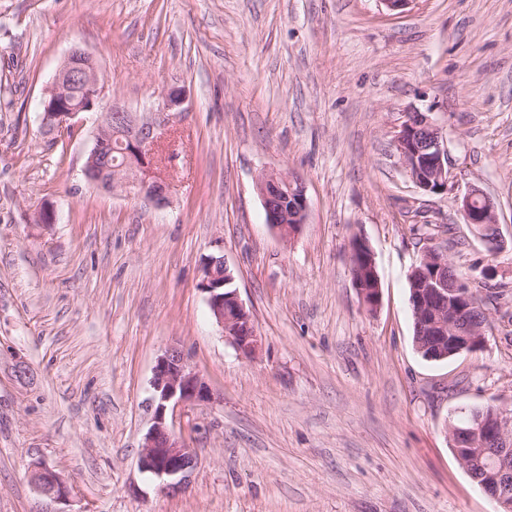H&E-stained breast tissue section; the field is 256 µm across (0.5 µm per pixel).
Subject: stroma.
<instances>
[{"instance_id":"obj_1","label":"stroma","mask_w":512,"mask_h":512,"mask_svg":"<svg viewBox=\"0 0 512 512\" xmlns=\"http://www.w3.org/2000/svg\"><path fill=\"white\" fill-rule=\"evenodd\" d=\"M76 46L102 104L143 114L181 91L165 206L87 184L95 114L64 145L40 133ZM413 111L442 127L456 185L494 200L497 254L454 194L409 176L394 141ZM264 170L305 187L294 239L266 222ZM357 237L380 277L373 312ZM431 246L488 312L484 347L444 361L413 341L408 276ZM213 255L253 355L209 313ZM172 346L214 397L174 417L197 456L176 493L138 466ZM489 404L512 410V0H0V512H495L448 434ZM38 462L68 503L32 483ZM360 244H362V247ZM350 260L353 268H358L360 265L364 266L361 278L352 276L363 305L372 311L377 308L380 300V281L373 253L364 241L359 240L357 246L352 247ZM233 281L224 258L212 256L203 268L199 287L206 293L210 314L223 335L229 337L239 351L252 355L258 347V336L250 314L236 288L224 291V286Z\"/></svg>"}]
</instances>
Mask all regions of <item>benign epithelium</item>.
Here are the masks:
<instances>
[{
    "mask_svg": "<svg viewBox=\"0 0 512 512\" xmlns=\"http://www.w3.org/2000/svg\"><path fill=\"white\" fill-rule=\"evenodd\" d=\"M83 93L79 103L70 100L72 89ZM101 87L98 65L93 57L75 48L59 68L39 104V124L52 132L74 127L80 115L99 107ZM182 103L181 92L170 90L163 106L151 116H139L120 106H106L99 116L97 132L84 177L99 187L143 198L156 205L169 201L170 183L155 172V149L171 134L173 110ZM122 155L121 164L114 166L112 148ZM396 149L413 182L426 193H447L455 190L451 177L448 147L441 127L428 112H410L396 137ZM262 198L267 224L285 241L295 237L307 223L308 201L300 180L282 173L261 172L256 181ZM458 211L464 223L488 244L499 249L495 205L484 192L471 187L457 196ZM364 266L361 277H353L363 305L370 311L380 300V281L373 253L367 244L352 248L351 267ZM421 277L413 280L417 293L415 314L420 326L438 340L448 344L452 353L473 351L484 346V326L475 314L488 316L485 309L475 308L472 314L460 306L459 295L463 280L451 273L448 256L440 249H428L422 264L413 269ZM234 281L221 256H212L203 268L200 289L207 295L210 314L239 351L255 353L258 336L249 312L238 292L224 291ZM153 389V424L144 436L139 466L162 483V487L177 492L188 484L196 467V456L186 438L169 424L177 408L186 405H206L213 394L206 381L189 365L181 350L170 347L158 358L151 380ZM452 446L468 451L484 448L478 465L494 475L491 483L482 482L484 493L504 512H512V479L508 478L505 460L512 450V415L501 411L474 409L468 421L449 425ZM32 480L46 496L67 500L68 484L46 464L34 467Z\"/></svg>",
    "mask_w": 512,
    "mask_h": 512,
    "instance_id": "1",
    "label": "benign epithelium"
}]
</instances>
